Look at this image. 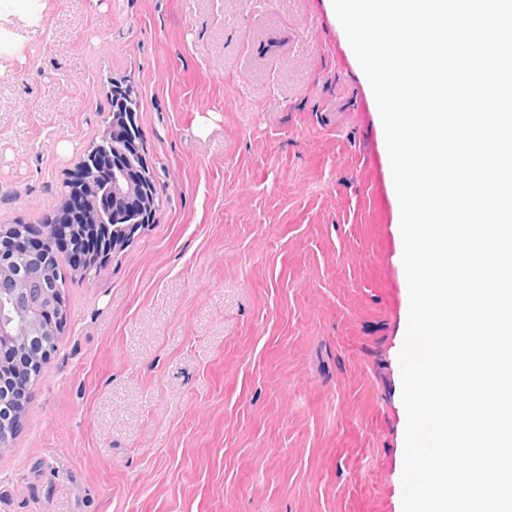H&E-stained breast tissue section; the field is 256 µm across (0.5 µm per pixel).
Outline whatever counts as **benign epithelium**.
Listing matches in <instances>:
<instances>
[{"label": "benign epithelium", "mask_w": 512, "mask_h": 512, "mask_svg": "<svg viewBox=\"0 0 512 512\" xmlns=\"http://www.w3.org/2000/svg\"><path fill=\"white\" fill-rule=\"evenodd\" d=\"M112 123L102 134V142L95 148H86L83 154L82 170L89 191L78 196L67 188L48 224L40 233L32 235L31 228H18L14 224L0 228V242L8 241L9 247L0 248V307L11 310L15 317L0 321V391L13 373L28 375L35 371L52 353L44 347L46 342H56L68 322V311L57 289L44 284L54 264L68 260V253L62 244L70 238L64 228L71 209L80 215H88L92 233L106 223L110 213L107 201L120 204L125 197L142 198L140 208L123 224L112 225V247L116 248L129 240L133 230L148 223L155 213L157 203L153 171L143 163L141 179L132 180L126 171L114 166L106 169L102 154H111ZM17 402L12 395L0 397V447L10 445L13 432L9 425L15 424L17 416L4 419V404Z\"/></svg>", "instance_id": "obj_1"}]
</instances>
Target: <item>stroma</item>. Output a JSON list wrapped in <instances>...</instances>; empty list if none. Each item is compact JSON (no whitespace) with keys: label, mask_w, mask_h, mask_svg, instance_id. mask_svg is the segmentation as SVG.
<instances>
[{"label":"stroma","mask_w":512,"mask_h":512,"mask_svg":"<svg viewBox=\"0 0 512 512\" xmlns=\"http://www.w3.org/2000/svg\"><path fill=\"white\" fill-rule=\"evenodd\" d=\"M0 67V225L137 95L161 207L88 272L0 512H402L409 310L385 133L329 0H47Z\"/></svg>","instance_id":"obj_1"}]
</instances>
